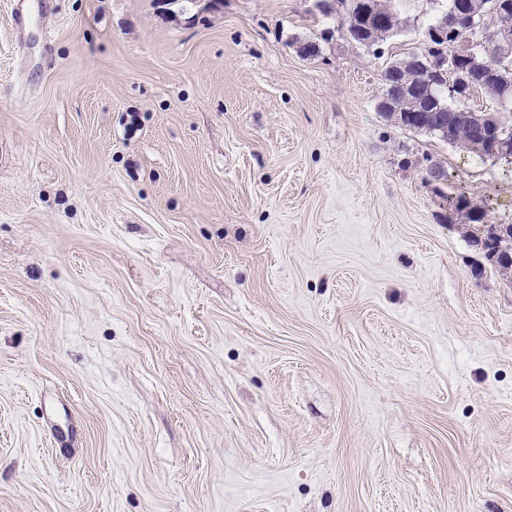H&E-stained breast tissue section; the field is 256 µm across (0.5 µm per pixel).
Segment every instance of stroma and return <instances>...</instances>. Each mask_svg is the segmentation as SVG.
Instances as JSON below:
<instances>
[{"label":"stroma","instance_id":"obj_1","mask_svg":"<svg viewBox=\"0 0 512 512\" xmlns=\"http://www.w3.org/2000/svg\"><path fill=\"white\" fill-rule=\"evenodd\" d=\"M439 9L0 0V512H512V273L445 200L512 224V160L376 108Z\"/></svg>","mask_w":512,"mask_h":512}]
</instances>
